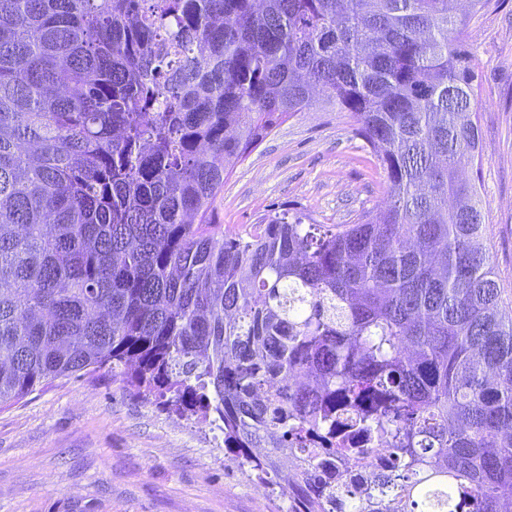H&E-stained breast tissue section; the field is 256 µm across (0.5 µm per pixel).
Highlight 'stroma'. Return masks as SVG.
Masks as SVG:
<instances>
[{
	"mask_svg": "<svg viewBox=\"0 0 512 512\" xmlns=\"http://www.w3.org/2000/svg\"><path fill=\"white\" fill-rule=\"evenodd\" d=\"M466 44L481 81L484 239L512 304V0L472 10ZM384 174L345 112L308 110L277 127L224 178L217 223L245 231L287 208L313 223H355L387 202ZM225 448L223 434L103 368L0 407V512H288Z\"/></svg>",
	"mask_w": 512,
	"mask_h": 512,
	"instance_id": "1",
	"label": "stroma"
}]
</instances>
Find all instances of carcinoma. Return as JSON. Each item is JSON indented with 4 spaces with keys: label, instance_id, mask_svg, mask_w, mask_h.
<instances>
[{
    "label": "carcinoma",
    "instance_id": "cac0c4a2",
    "mask_svg": "<svg viewBox=\"0 0 512 512\" xmlns=\"http://www.w3.org/2000/svg\"><path fill=\"white\" fill-rule=\"evenodd\" d=\"M455 0H0V406L121 368L288 493L383 445L401 512H512V318ZM347 112L388 205L215 223L285 118ZM303 371L314 387L296 390Z\"/></svg>",
    "mask_w": 512,
    "mask_h": 512
}]
</instances>
